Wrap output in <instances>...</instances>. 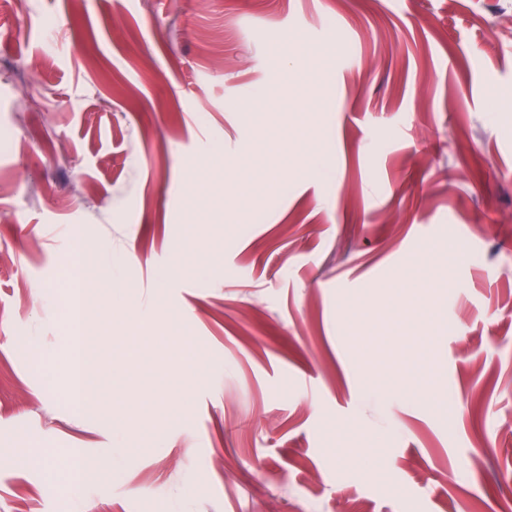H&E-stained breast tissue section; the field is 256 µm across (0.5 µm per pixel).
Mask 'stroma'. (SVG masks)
Instances as JSON below:
<instances>
[{"label": "stroma", "mask_w": 512, "mask_h": 512, "mask_svg": "<svg viewBox=\"0 0 512 512\" xmlns=\"http://www.w3.org/2000/svg\"><path fill=\"white\" fill-rule=\"evenodd\" d=\"M0 457V512H512V11L0 0ZM77 278L83 286L82 298L83 303L86 304L84 313L87 310L90 303L97 298V271L94 268L87 266H81L76 273ZM46 461L48 463V469L50 478L52 481H57L59 479H64L70 484H81L87 481H96L103 478H106L110 475H112V458H98L93 460L92 462L95 463L94 466H92L91 470V476L87 477V475L84 473L82 475V479H73L69 477L67 473H64L61 468V462L62 459L57 457H50L46 458Z\"/></svg>", "instance_id": "stroma-1"}]
</instances>
